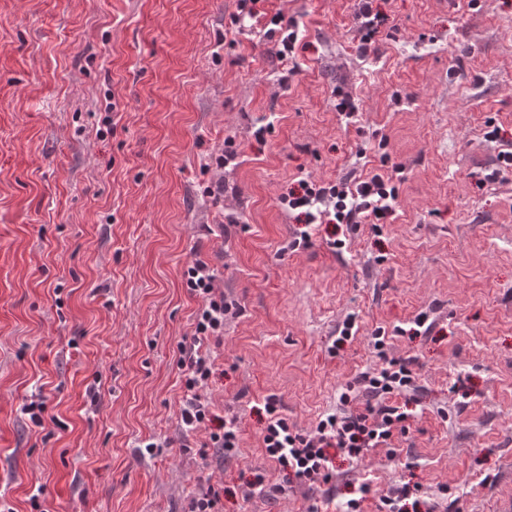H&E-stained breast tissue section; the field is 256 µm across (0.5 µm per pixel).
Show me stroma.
Returning <instances> with one entry per match:
<instances>
[{"label":"stroma","instance_id":"stroma-1","mask_svg":"<svg viewBox=\"0 0 512 512\" xmlns=\"http://www.w3.org/2000/svg\"><path fill=\"white\" fill-rule=\"evenodd\" d=\"M299 27L280 82L238 0H0V504L14 512H362L402 484L447 512H512V0H266ZM354 98L358 122L336 110ZM265 128L264 142L253 134ZM236 158L217 164L224 150ZM399 186L393 219L302 240V178ZM344 240L336 249L332 240ZM234 299L203 395L235 451L185 433L179 344L195 258ZM427 315L430 328L416 333ZM353 340L336 346L343 323ZM385 332L375 349L373 336ZM406 360L405 432L328 481L288 480L264 401L301 433L361 373ZM45 402L42 424L24 407ZM263 475L265 489L251 488ZM377 2V0H358L356 4L355 17L361 34L357 50L362 58L368 56L373 38L389 23L388 16L376 6ZM215 431L209 433V442H203L207 448H224V451H231L239 446V434L235 420L227 422L222 419ZM212 444V446H210Z\"/></svg>","mask_w":512,"mask_h":512}]
</instances>
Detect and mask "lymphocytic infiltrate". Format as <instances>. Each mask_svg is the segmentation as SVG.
I'll list each match as a JSON object with an SVG mask.
<instances>
[{
    "mask_svg": "<svg viewBox=\"0 0 512 512\" xmlns=\"http://www.w3.org/2000/svg\"><path fill=\"white\" fill-rule=\"evenodd\" d=\"M262 2L239 0L238 18L248 21L250 31L271 44L282 75L294 74L298 27L284 11L267 14ZM398 197L399 188L393 179L375 174L355 183L341 180L318 184L302 180L284 204L298 211L305 224L376 225L388 223L395 213ZM186 276L191 295L199 298L201 305L189 336L184 337L180 346L186 388L180 425L184 431L193 433L208 423H216L209 442L213 447L230 451L239 445L236 425L231 421L216 422L200 390L207 385L215 366L211 344L223 336L224 317L234 304L216 291L214 275L205 261L194 260ZM360 382L371 396V403L360 412L327 415L310 435L293 430L280 416L276 398H268L265 407L270 420L263 436L266 454L293 479L313 485L325 478L332 451L358 458L369 449L390 444L395 433L404 430L408 415L402 407L390 404L388 398L412 388L414 376L410 365L399 360L387 362L380 369L364 374Z\"/></svg>",
    "mask_w": 512,
    "mask_h": 512,
    "instance_id": "lymphocytic-infiltrate-1",
    "label": "lymphocytic infiltrate"
}]
</instances>
